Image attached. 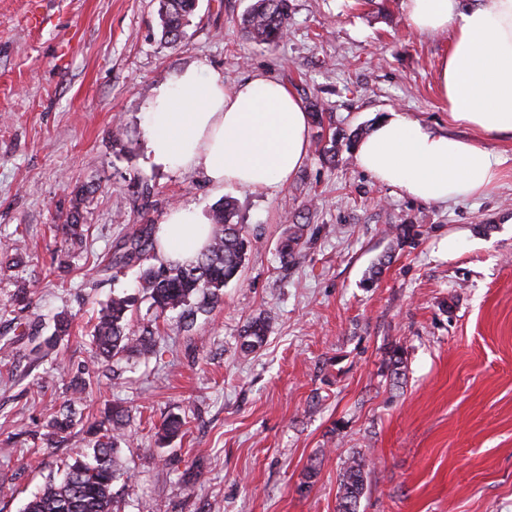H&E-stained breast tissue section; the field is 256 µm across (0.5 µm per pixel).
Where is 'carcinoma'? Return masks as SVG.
Wrapping results in <instances>:
<instances>
[{
  "instance_id": "cac0c4a2",
  "label": "carcinoma",
  "mask_w": 512,
  "mask_h": 512,
  "mask_svg": "<svg viewBox=\"0 0 512 512\" xmlns=\"http://www.w3.org/2000/svg\"><path fill=\"white\" fill-rule=\"evenodd\" d=\"M159 21L162 34L171 44L179 42L192 16L197 0H159ZM291 18L290 0H253L241 18V24L258 44L273 45L288 32ZM89 189L76 192V204L70 209L62 233L70 245H80L85 236L81 204ZM237 205L228 197L211 215L215 232L208 247L189 264H146L155 253V225L143 227L121 254L109 258L107 268L120 270L132 264L140 266V284L160 313L176 312L180 323L190 328L198 314L220 303L223 288L240 277L251 241L245 225L237 223ZM398 244L413 242L422 230L416 224H398L390 228ZM307 225L290 224L283 232L278 248L284 264L298 262L306 249ZM134 299L116 294L101 310L92 336L91 363L106 367L129 353L150 360L163 356L162 346L153 329L145 326L136 331L129 328L128 315ZM270 325L266 318L248 321L240 334V348L253 352L267 340ZM73 397L66 400L48 424L51 434L62 435L75 424L76 405L91 388V378L75 376L70 381ZM129 411L112 407L107 424L100 425L99 436L92 448L80 452L68 464L63 477L47 482L26 503L23 512H120L113 486L121 480L127 496L134 494V484L124 467L119 448L126 441L125 427ZM184 417L169 415L157 432V443L164 445L181 432ZM365 464L352 457L339 474V512H357L364 493Z\"/></svg>"
}]
</instances>
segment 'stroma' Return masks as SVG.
Segmentation results:
<instances>
[{
	"mask_svg": "<svg viewBox=\"0 0 512 512\" xmlns=\"http://www.w3.org/2000/svg\"><path fill=\"white\" fill-rule=\"evenodd\" d=\"M401 2L292 0L287 37L267 47L240 24L250 0H198L174 45L159 0H0V512H22L90 448L115 403L130 411L121 455L136 486L121 512H338L339 474L356 453L367 472L357 512H512V178L441 204L394 194L350 149L335 164L309 152L272 192L147 164L144 106L192 65L228 86L278 79L347 134L392 112L451 132L437 86L451 37L415 34ZM92 183L86 240L68 249L61 226ZM227 196L252 249L192 328L151 309L135 268L105 269L140 225ZM294 222L308 224L310 243L287 267L277 245ZM396 224L423 235L397 246ZM21 284L26 307L13 300ZM119 292L137 299L132 327L156 326L166 348L157 361L124 359L116 377L94 369L90 351L97 314ZM61 314L70 335L31 363L25 331L50 337ZM258 315L267 341L243 352L241 330ZM80 371L92 388L71 436L51 441L46 424ZM170 414L187 424L157 445ZM190 465L201 473L192 487L180 478Z\"/></svg>",
	"mask_w": 512,
	"mask_h": 512,
	"instance_id": "obj_1",
	"label": "stroma"
}]
</instances>
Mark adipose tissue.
<instances>
[{"mask_svg":"<svg viewBox=\"0 0 512 512\" xmlns=\"http://www.w3.org/2000/svg\"><path fill=\"white\" fill-rule=\"evenodd\" d=\"M419 34L450 33L438 68L440 95L460 137L392 112L357 145L359 167L424 202L481 196L504 176L487 141L512 136V0H402ZM144 136L155 166L197 171L215 187L250 191L287 185L309 150V115L281 82L256 75L228 88L222 72L190 67L156 87ZM214 232L192 206L171 208L157 227V256L192 262Z\"/></svg>","mask_w":512,"mask_h":512,"instance_id":"obj_1","label":"adipose tissue"}]
</instances>
